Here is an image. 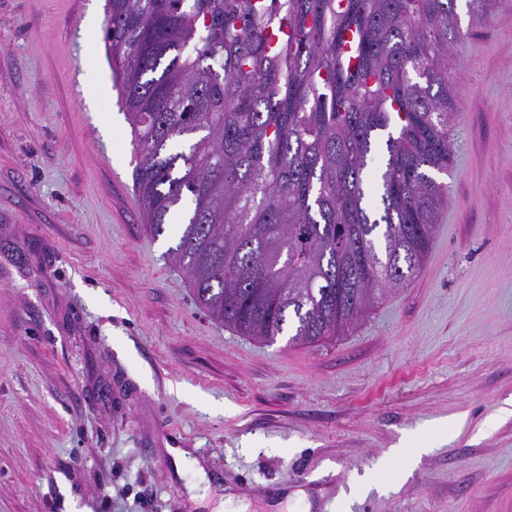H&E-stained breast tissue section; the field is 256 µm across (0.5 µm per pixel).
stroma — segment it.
I'll list each match as a JSON object with an SVG mask.
<instances>
[{
	"instance_id": "1",
	"label": "stroma",
	"mask_w": 512,
	"mask_h": 512,
	"mask_svg": "<svg viewBox=\"0 0 512 512\" xmlns=\"http://www.w3.org/2000/svg\"><path fill=\"white\" fill-rule=\"evenodd\" d=\"M105 0H0V512H512V0L460 11L448 207L336 340L207 316L148 235ZM411 437L430 450L361 493Z\"/></svg>"
}]
</instances>
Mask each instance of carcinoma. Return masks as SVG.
I'll return each mask as SVG.
<instances>
[{"mask_svg": "<svg viewBox=\"0 0 512 512\" xmlns=\"http://www.w3.org/2000/svg\"><path fill=\"white\" fill-rule=\"evenodd\" d=\"M457 9L106 0L145 229L190 199L167 256L209 316L317 344L419 270L448 205Z\"/></svg>", "mask_w": 512, "mask_h": 512, "instance_id": "obj_1", "label": "carcinoma"}]
</instances>
